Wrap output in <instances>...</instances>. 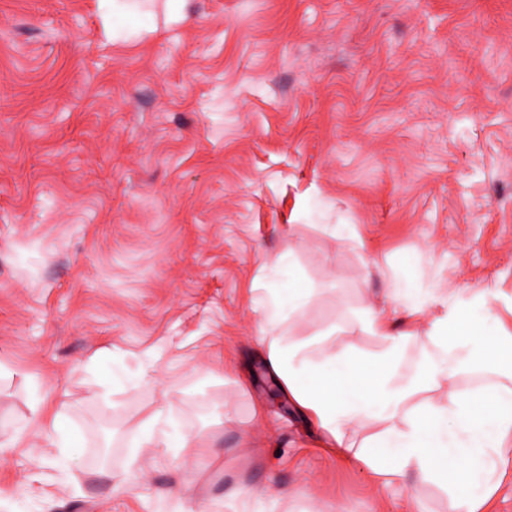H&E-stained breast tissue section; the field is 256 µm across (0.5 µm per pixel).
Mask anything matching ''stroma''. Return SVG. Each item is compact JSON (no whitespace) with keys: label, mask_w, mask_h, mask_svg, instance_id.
<instances>
[{"label":"stroma","mask_w":512,"mask_h":512,"mask_svg":"<svg viewBox=\"0 0 512 512\" xmlns=\"http://www.w3.org/2000/svg\"><path fill=\"white\" fill-rule=\"evenodd\" d=\"M292 274L281 344L374 358L371 303L405 379L512 333V0H0V512H448L288 405ZM313 290L302 283L289 280L288 288L278 289L269 305H267L264 323L275 328L280 320L284 308L288 307V315H299L309 304Z\"/></svg>","instance_id":"stroma-1"}]
</instances>
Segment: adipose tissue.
Wrapping results in <instances>:
<instances>
[{
    "label": "adipose tissue",
    "instance_id": "adipose-tissue-1",
    "mask_svg": "<svg viewBox=\"0 0 512 512\" xmlns=\"http://www.w3.org/2000/svg\"><path fill=\"white\" fill-rule=\"evenodd\" d=\"M312 294L302 283L289 281L267 306L265 325L275 327L285 311L300 314ZM365 312L367 329L387 343L374 361L327 351L312 359L301 347L285 349L274 340L270 367L326 437L340 443L342 427H372L353 455L375 474L409 473L449 485L448 512H484L512 453V385L497 382L480 395L457 392L452 383L461 362L476 353L484 354L488 371L512 370V336L486 332L485 300L449 310L432 324L428 338L443 352L453 350V358L443 356L419 379L403 381L396 375V359L406 335L393 333L385 313L370 306ZM432 391L447 392V401L429 400Z\"/></svg>",
    "mask_w": 512,
    "mask_h": 512
}]
</instances>
